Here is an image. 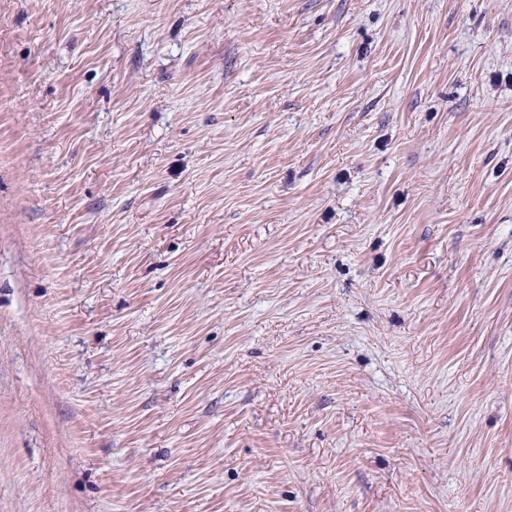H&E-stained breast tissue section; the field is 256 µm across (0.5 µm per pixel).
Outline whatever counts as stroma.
<instances>
[{
    "label": "stroma",
    "instance_id": "stroma-1",
    "mask_svg": "<svg viewBox=\"0 0 512 512\" xmlns=\"http://www.w3.org/2000/svg\"><path fill=\"white\" fill-rule=\"evenodd\" d=\"M0 512H512V0H0Z\"/></svg>",
    "mask_w": 512,
    "mask_h": 512
}]
</instances>
